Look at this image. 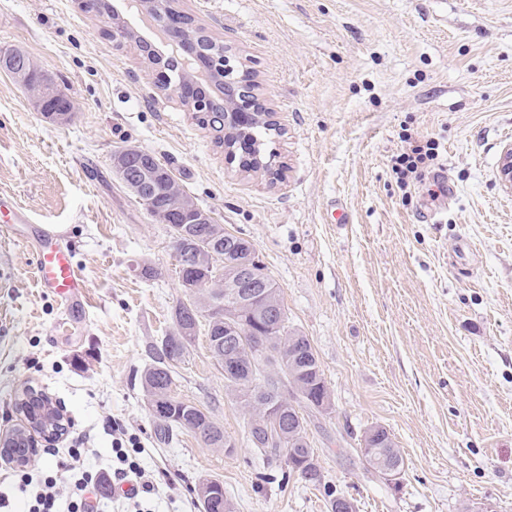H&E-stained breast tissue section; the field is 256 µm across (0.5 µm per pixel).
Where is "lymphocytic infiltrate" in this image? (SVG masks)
<instances>
[{"mask_svg":"<svg viewBox=\"0 0 512 512\" xmlns=\"http://www.w3.org/2000/svg\"><path fill=\"white\" fill-rule=\"evenodd\" d=\"M434 158L431 142L407 135L392 168L403 179L426 168ZM112 452L111 466L95 469L88 464L91 449H51L55 467L37 475L26 470L11 472L5 489L0 490V512L15 500L22 503L23 512H112L111 497L102 494L106 487L121 488L125 512H150L148 505L157 487L141 463L142 448H125L118 437Z\"/></svg>","mask_w":512,"mask_h":512,"instance_id":"lymphocytic-infiltrate-1","label":"lymphocytic infiltrate"}]
</instances>
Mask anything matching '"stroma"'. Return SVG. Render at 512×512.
<instances>
[{"mask_svg": "<svg viewBox=\"0 0 512 512\" xmlns=\"http://www.w3.org/2000/svg\"><path fill=\"white\" fill-rule=\"evenodd\" d=\"M107 2L130 38H112L84 0H0V50L31 55L75 113L52 125L0 71V193L58 225L88 285L64 310L40 288L32 251L0 237V428L19 424L27 385L67 418L28 469L84 436L91 466L106 465L109 415L145 446L159 512H197L209 478L234 512H329L322 487L283 479L285 463L249 447L205 335L173 392L235 448L161 439L136 376L186 291L167 225L112 174L113 152L132 144L252 242L289 329L311 340L332 394L306 427L325 484L357 512H512V189L499 180L512 148V0H177L254 74L282 128L274 182L240 171L210 113L161 89L137 44L150 35L141 11ZM406 132L437 144L452 195L398 183ZM334 202L347 223H334ZM376 425L405 460L393 483L361 453Z\"/></svg>", "mask_w": 512, "mask_h": 512, "instance_id": "35a3bbf8", "label": "stroma"}]
</instances>
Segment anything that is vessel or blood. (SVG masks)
Listing matches in <instances>:
<instances>
[{"mask_svg": "<svg viewBox=\"0 0 512 512\" xmlns=\"http://www.w3.org/2000/svg\"><path fill=\"white\" fill-rule=\"evenodd\" d=\"M29 221L27 210L10 197L0 195V231L20 238V225ZM35 260L40 287L51 289L54 295L68 304L84 295L87 288L85 275L74 263L71 254L61 248L56 237L48 231L37 233Z\"/></svg>", "mask_w": 512, "mask_h": 512, "instance_id": "b4317fda", "label": "vessel or blood"}]
</instances>
